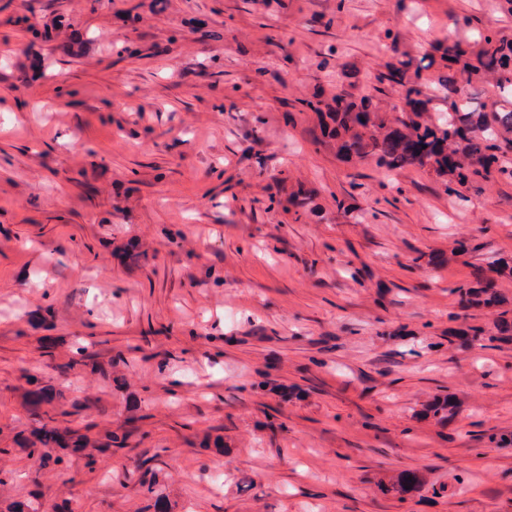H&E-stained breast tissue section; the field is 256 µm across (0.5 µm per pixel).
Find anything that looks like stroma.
Masks as SVG:
<instances>
[{
    "label": "stroma",
    "instance_id": "35a3bbf8",
    "mask_svg": "<svg viewBox=\"0 0 512 512\" xmlns=\"http://www.w3.org/2000/svg\"><path fill=\"white\" fill-rule=\"evenodd\" d=\"M487 30L512 39V0H0V503L512 512V341L454 293L512 256V180L462 202L342 162L300 105L400 112L378 74ZM80 347L101 373L60 376ZM26 371L65 389L56 425L122 449L16 448ZM406 470L417 492L383 491ZM455 405L456 398L454 394L437 395L425 405L420 411L419 416L422 418L433 416L434 418H438L440 423H444L453 415Z\"/></svg>",
    "mask_w": 512,
    "mask_h": 512
}]
</instances>
